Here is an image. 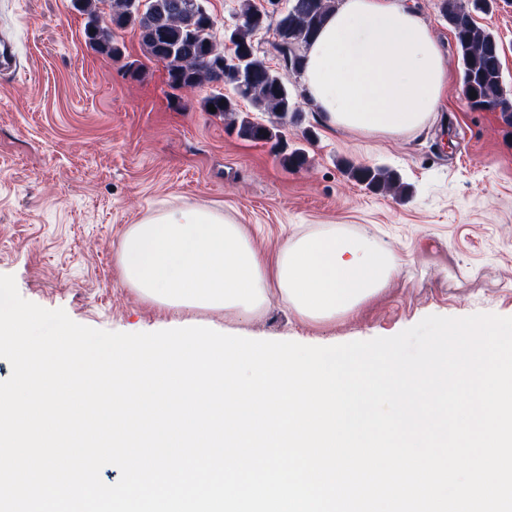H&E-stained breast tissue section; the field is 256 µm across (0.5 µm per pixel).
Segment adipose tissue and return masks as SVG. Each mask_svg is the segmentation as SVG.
<instances>
[{"label":"adipose tissue","instance_id":"adipose-tissue-1","mask_svg":"<svg viewBox=\"0 0 512 512\" xmlns=\"http://www.w3.org/2000/svg\"><path fill=\"white\" fill-rule=\"evenodd\" d=\"M298 80L328 127L405 140L433 122L448 67L431 25L403 0H340ZM117 263L121 283L153 303L250 318L277 300L312 323L354 312L397 268L368 237L333 230L298 237L271 260L222 211L190 203L131 225Z\"/></svg>","mask_w":512,"mask_h":512}]
</instances>
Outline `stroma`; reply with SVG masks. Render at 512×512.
Returning <instances> with one entry per match:
<instances>
[{"label":"stroma","instance_id":"35a3bbf8","mask_svg":"<svg viewBox=\"0 0 512 512\" xmlns=\"http://www.w3.org/2000/svg\"><path fill=\"white\" fill-rule=\"evenodd\" d=\"M438 0H405L433 27L448 87L431 126L406 140H362L324 125L309 104L283 129L306 162L291 168L265 142L205 111L210 86L172 89L137 30H117L115 59L85 41L73 0H0L15 44L0 73V274L21 296L106 331L210 320L256 340L330 346L390 337L429 315L512 317V126L461 93V57ZM498 38L512 101V0L476 14ZM350 166H384L403 194L373 193ZM204 203L240 224L268 256L305 233L362 234L399 272L352 315L314 324L272 304L259 318L170 308L120 281L130 225L173 204Z\"/></svg>","mask_w":512,"mask_h":512}]
</instances>
